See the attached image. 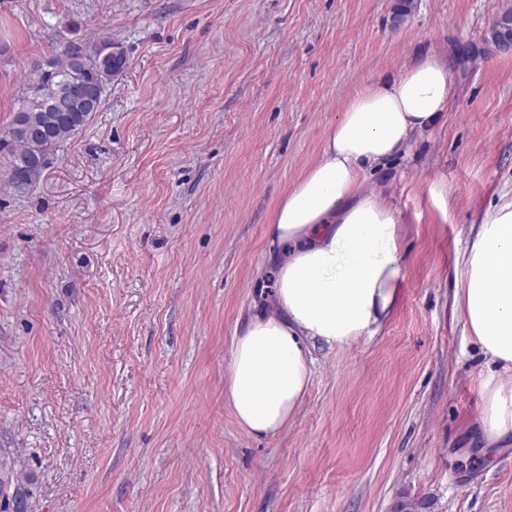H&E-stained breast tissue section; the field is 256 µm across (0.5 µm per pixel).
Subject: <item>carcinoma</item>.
I'll return each instance as SVG.
<instances>
[{"label": "carcinoma", "instance_id": "carcinoma-1", "mask_svg": "<svg viewBox=\"0 0 512 512\" xmlns=\"http://www.w3.org/2000/svg\"><path fill=\"white\" fill-rule=\"evenodd\" d=\"M125 64L124 50L106 41L91 48L69 43L33 66L11 123L0 129V153H8L15 178L24 176L33 152L48 153L83 130L93 114L86 98L96 88L105 90Z\"/></svg>", "mask_w": 512, "mask_h": 512}]
</instances>
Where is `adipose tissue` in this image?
<instances>
[{"mask_svg":"<svg viewBox=\"0 0 512 512\" xmlns=\"http://www.w3.org/2000/svg\"><path fill=\"white\" fill-rule=\"evenodd\" d=\"M456 81L453 64L430 51L400 76L372 79L276 206L266 230L275 302L238 334L224 380V400L247 435H276L295 417L316 351L377 336L390 318L402 283L398 215L361 177L408 156L414 139L434 130ZM453 277V308L487 364L478 425L490 452L512 442V195L471 226Z\"/></svg>","mask_w":512,"mask_h":512,"instance_id":"ef3b65f1","label":"adipose tissue"}]
</instances>
